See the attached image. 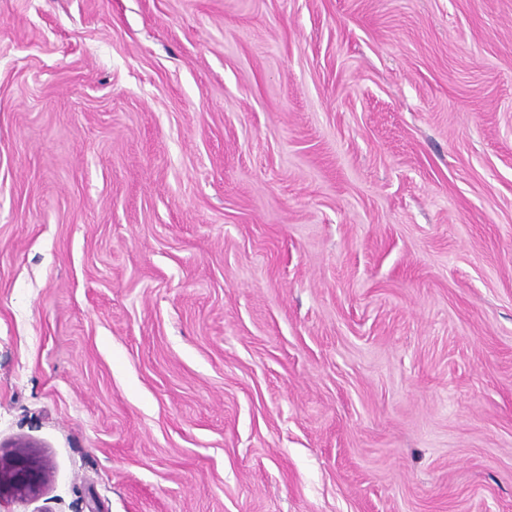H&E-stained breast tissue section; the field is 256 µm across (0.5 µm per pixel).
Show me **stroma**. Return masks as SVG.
<instances>
[{
  "label": "stroma",
  "instance_id": "1",
  "mask_svg": "<svg viewBox=\"0 0 512 512\" xmlns=\"http://www.w3.org/2000/svg\"><path fill=\"white\" fill-rule=\"evenodd\" d=\"M0 512H512V0H0ZM2 452L0 448V505L16 496L37 493L44 481L40 463L30 453L21 448H31L29 444L17 442Z\"/></svg>",
  "mask_w": 512,
  "mask_h": 512
}]
</instances>
